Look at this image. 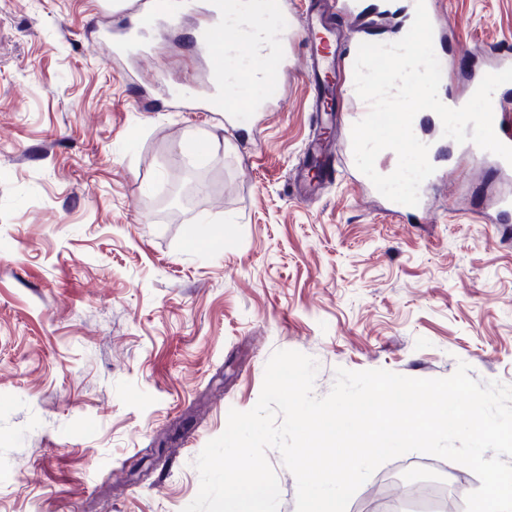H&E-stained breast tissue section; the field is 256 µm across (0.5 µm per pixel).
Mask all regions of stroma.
Returning <instances> with one entry per match:
<instances>
[{
    "instance_id": "obj_1",
    "label": "stroma",
    "mask_w": 512,
    "mask_h": 512,
    "mask_svg": "<svg viewBox=\"0 0 512 512\" xmlns=\"http://www.w3.org/2000/svg\"><path fill=\"white\" fill-rule=\"evenodd\" d=\"M443 73L512 52V0H437ZM131 0H0V512H183L229 410L274 351L337 368L512 385V235L485 220L488 160L435 147L424 209L396 214L356 166L298 199L313 136L300 70L229 77L234 130L201 111L198 13L116 58ZM207 145L182 152L184 142ZM408 478L462 494L468 467L411 452L346 512Z\"/></svg>"
}]
</instances>
